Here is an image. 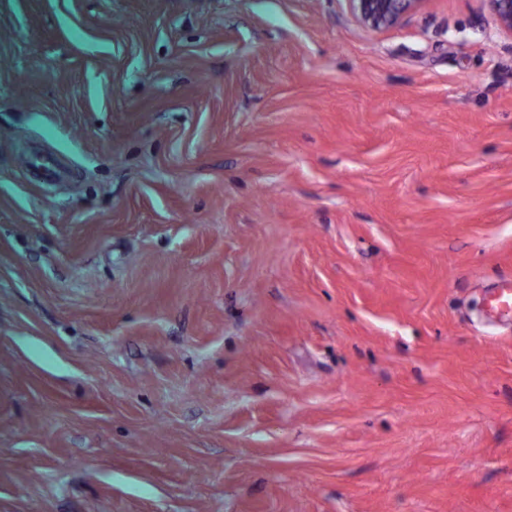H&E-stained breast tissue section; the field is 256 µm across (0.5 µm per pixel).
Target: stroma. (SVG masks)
Listing matches in <instances>:
<instances>
[{"instance_id": "obj_1", "label": "stroma", "mask_w": 512, "mask_h": 512, "mask_svg": "<svg viewBox=\"0 0 512 512\" xmlns=\"http://www.w3.org/2000/svg\"><path fill=\"white\" fill-rule=\"evenodd\" d=\"M505 277L486 0H0V512H512ZM426 0H344L361 27L377 31L399 25L416 14ZM490 312L496 317L512 316V279L504 281L492 300L490 301Z\"/></svg>"}]
</instances>
